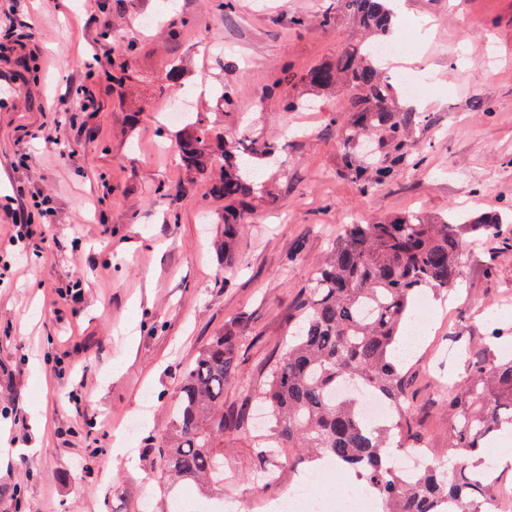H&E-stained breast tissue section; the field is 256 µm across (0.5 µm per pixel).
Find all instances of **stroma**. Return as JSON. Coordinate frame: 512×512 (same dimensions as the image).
Wrapping results in <instances>:
<instances>
[{"mask_svg": "<svg viewBox=\"0 0 512 512\" xmlns=\"http://www.w3.org/2000/svg\"><path fill=\"white\" fill-rule=\"evenodd\" d=\"M0 0V512H199L159 482L149 435L164 432L182 373L225 325L245 324L239 372L224 405L262 385L288 339L293 300L345 225L407 211L512 216V0H401L394 33L416 44L387 59L428 73L427 92L399 103L429 114L397 169L365 194L337 174L336 129L345 89L313 91L301 76L361 39L331 0ZM178 31L168 37L157 24ZM96 60V75L85 63ZM125 65L132 79L113 87ZM182 72L168 87L170 66ZM290 69L292 81L282 79ZM94 94L82 109L77 89ZM229 92L220 101L218 91ZM225 136L248 131L279 145L267 174L275 206L255 201L225 270L213 242L224 227L206 183L188 185L158 115L171 98ZM313 101L286 111V99ZM48 198L15 239L16 199ZM466 278L428 294L431 319L405 367L411 418L432 457L448 451V419L434 391L461 372L493 327L512 329V250L481 239L464 255ZM80 289L71 301L67 292ZM256 424L225 432L224 490L236 506L258 495L262 467L313 473L297 448L259 456Z\"/></svg>", "mask_w": 512, "mask_h": 512, "instance_id": "obj_1", "label": "stroma"}]
</instances>
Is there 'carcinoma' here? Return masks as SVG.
<instances>
[{
  "mask_svg": "<svg viewBox=\"0 0 512 512\" xmlns=\"http://www.w3.org/2000/svg\"><path fill=\"white\" fill-rule=\"evenodd\" d=\"M336 10L371 41L346 50L302 75L315 90L348 87L350 110L341 125L342 175L362 191L378 188L399 165L413 163L408 142L428 115L395 109L375 47L387 40L391 0H336ZM188 183L221 175L209 193L223 203L220 244L224 263L235 261L254 198L264 194L251 167L278 154L277 146L242 134L228 140L219 129L187 118L174 133ZM494 237L512 246V226L498 214L470 217L453 210L429 219L400 214L375 224H349L327 263L301 289L291 315L297 324L269 365L260 390L271 432L284 448H300L353 471L380 499L384 512H489L500 476L485 469L482 449L512 435V358L499 356L495 334L487 356L468 359L448 382V455L427 465L408 484L394 472L388 449L415 446L422 437L403 411L392 425L361 414L355 392L363 388L395 405L405 400L400 356L405 324L417 298L462 284L467 237ZM243 321L224 327L181 376L166 432L153 442L162 460L160 479L172 488L224 483L218 440L249 425V402L224 409V387L237 374Z\"/></svg>",
  "mask_w": 512,
  "mask_h": 512,
  "instance_id": "cac0c4a2",
  "label": "carcinoma"
}]
</instances>
